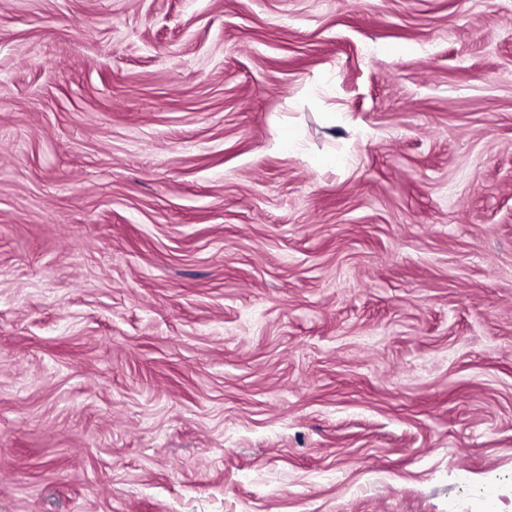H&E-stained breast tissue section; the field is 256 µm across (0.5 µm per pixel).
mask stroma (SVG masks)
I'll list each match as a JSON object with an SVG mask.
<instances>
[{
  "instance_id": "stroma-1",
  "label": "stroma",
  "mask_w": 512,
  "mask_h": 512,
  "mask_svg": "<svg viewBox=\"0 0 512 512\" xmlns=\"http://www.w3.org/2000/svg\"><path fill=\"white\" fill-rule=\"evenodd\" d=\"M0 512H512V0H0Z\"/></svg>"
}]
</instances>
